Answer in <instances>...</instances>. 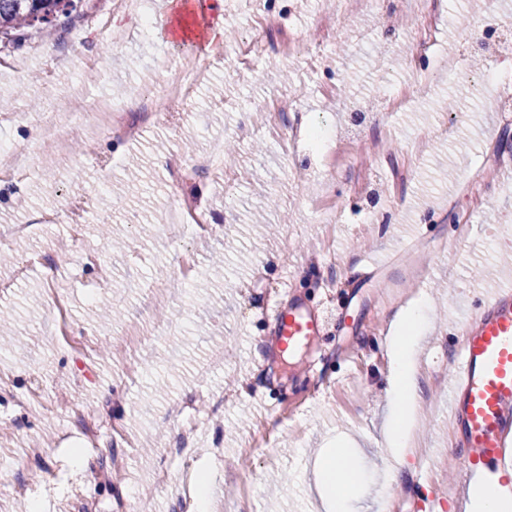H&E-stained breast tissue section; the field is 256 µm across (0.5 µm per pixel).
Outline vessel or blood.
Instances as JSON below:
<instances>
[{
	"mask_svg": "<svg viewBox=\"0 0 512 512\" xmlns=\"http://www.w3.org/2000/svg\"><path fill=\"white\" fill-rule=\"evenodd\" d=\"M278 341L292 353L328 332V318L277 315ZM464 347L449 387L465 477L501 472L512 459V287L485 296L462 322Z\"/></svg>",
	"mask_w": 512,
	"mask_h": 512,
	"instance_id": "obj_1",
	"label": "vessel or blood"
}]
</instances>
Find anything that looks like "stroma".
<instances>
[{
  "mask_svg": "<svg viewBox=\"0 0 512 512\" xmlns=\"http://www.w3.org/2000/svg\"><path fill=\"white\" fill-rule=\"evenodd\" d=\"M211 0L182 10L179 0H81L57 21L52 38L32 31L22 45L0 38V142L24 144L71 93L106 98L138 120L140 97L159 90L186 53L209 66L182 108L177 130L149 126L134 141L84 123L67 152L38 144L19 182L0 183V238L13 262L0 264V309L12 310L14 342L0 350V485L21 479L25 502L43 512H195L181 485L183 459L211 479L210 512H323L316 467L337 440L352 441L359 481L348 487L354 512H425L423 485L440 494L442 512H462L457 440L448 431V385L461 352L457 323L484 294L512 285V192L468 195L470 182L512 159V122L484 109L491 70L512 71V55L477 51L479 20L512 24V0H443L430 85L412 90L409 107L388 111L384 98L409 78L407 54L423 0H387V10L337 13L323 38L334 49L312 60L307 49L283 63L254 58L241 68L238 42L250 0H235L221 31L205 26ZM336 0H261L262 34L305 41ZM108 25L117 42L99 37ZM100 57L101 71L82 66ZM287 95L301 116L293 154L275 131L284 117L246 112L271 92ZM377 107L356 129L360 141L387 142L386 156L345 149L348 108ZM236 144L237 165L221 163L177 180L167 163L207 154L215 138ZM80 169L90 202L81 215L87 248L59 258L65 223H41L58 208ZM382 188L369 206L372 188ZM188 201L204 227H168L171 207ZM382 220L362 223L368 208ZM468 216L465 237L455 222ZM108 225L115 250L99 234ZM189 248L198 274L169 287L177 254ZM393 264L371 274L369 263ZM329 285L330 297L313 288ZM69 300L71 337L56 333L48 287ZM434 330L418 360L419 449L399 479L389 472L383 427L388 410L390 320L421 301ZM301 303L340 309L337 333L311 351L288 355L275 335L276 311ZM172 476L158 487L160 468Z\"/></svg>",
  "mask_w": 512,
  "mask_h": 512,
  "instance_id": "35a3bbf8",
  "label": "stroma"
}]
</instances>
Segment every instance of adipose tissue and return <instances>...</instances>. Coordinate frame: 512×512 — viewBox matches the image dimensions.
<instances>
[{
  "mask_svg": "<svg viewBox=\"0 0 512 512\" xmlns=\"http://www.w3.org/2000/svg\"><path fill=\"white\" fill-rule=\"evenodd\" d=\"M428 324V305L419 303L402 319L399 335L391 337L392 370L389 382L390 407L386 421L391 453V469L399 471L412 455L415 435V397L418 390L415 355ZM357 474L349 451L337 448L319 464L318 485L332 512H352L348 497L337 494L338 486L353 483ZM466 512H512V489L500 477L479 482L469 496Z\"/></svg>",
  "mask_w": 512,
  "mask_h": 512,
  "instance_id": "adipose-tissue-1",
  "label": "adipose tissue"
}]
</instances>
